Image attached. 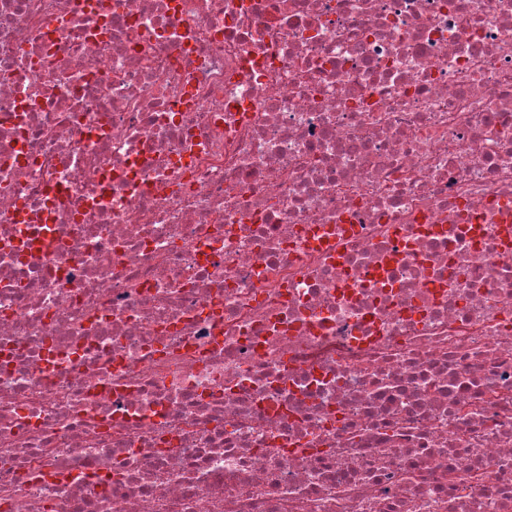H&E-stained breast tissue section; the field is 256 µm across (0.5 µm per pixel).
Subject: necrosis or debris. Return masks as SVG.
<instances>
[{
    "mask_svg": "<svg viewBox=\"0 0 512 512\" xmlns=\"http://www.w3.org/2000/svg\"><path fill=\"white\" fill-rule=\"evenodd\" d=\"M0 512H512V0H0Z\"/></svg>",
    "mask_w": 512,
    "mask_h": 512,
    "instance_id": "obj_1",
    "label": "necrosis or debris"
}]
</instances>
